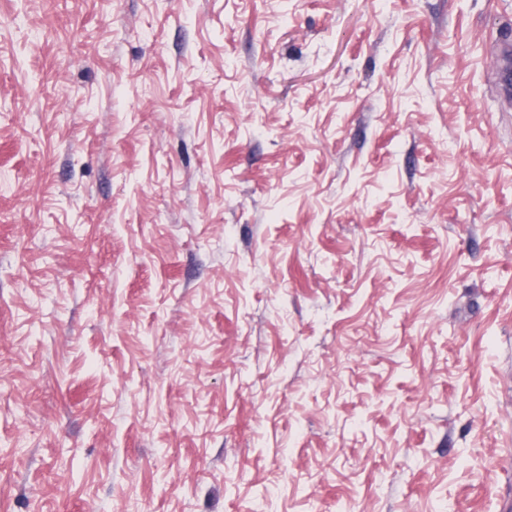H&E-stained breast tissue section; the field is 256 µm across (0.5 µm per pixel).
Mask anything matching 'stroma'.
Segmentation results:
<instances>
[{"mask_svg": "<svg viewBox=\"0 0 512 512\" xmlns=\"http://www.w3.org/2000/svg\"><path fill=\"white\" fill-rule=\"evenodd\" d=\"M512 0H0V512H505Z\"/></svg>", "mask_w": 512, "mask_h": 512, "instance_id": "stroma-1", "label": "stroma"}]
</instances>
